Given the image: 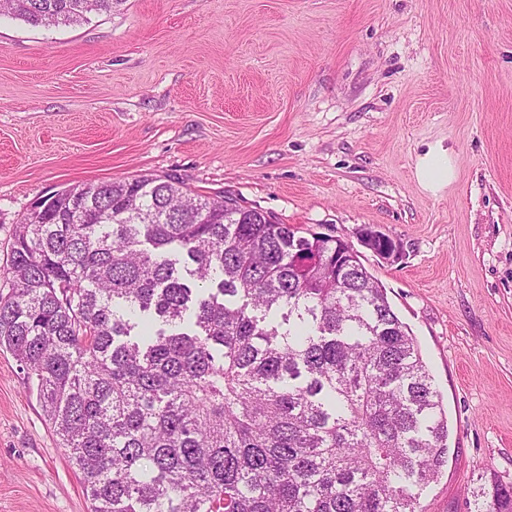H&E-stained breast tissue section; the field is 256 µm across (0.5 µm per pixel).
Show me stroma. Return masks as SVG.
<instances>
[{
	"mask_svg": "<svg viewBox=\"0 0 512 512\" xmlns=\"http://www.w3.org/2000/svg\"><path fill=\"white\" fill-rule=\"evenodd\" d=\"M449 151L454 181L417 167ZM174 174L361 260L448 416L422 512L512 482V0H124L89 21L0 17V266L34 202ZM37 391L0 351V512H89ZM367 226H370V225L361 226L357 229L356 235H357V238L360 241V243L364 247H366L367 249L372 251L380 259L387 260V261H392L394 259H398L399 255L401 253V248H400L399 243L397 241H395L389 235L375 229L374 227H367ZM379 235H381L382 237H380ZM383 238H388L389 240L382 241L380 243L375 242V248L381 253L387 252L388 249L390 248L392 252H390V255L388 257L379 255L378 252L375 251V249L372 247L375 239L382 240ZM392 243L394 244V247H393Z\"/></svg>",
	"mask_w": 512,
	"mask_h": 512,
	"instance_id": "stroma-1",
	"label": "stroma"
}]
</instances>
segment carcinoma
Here are the masks:
<instances>
[{
    "mask_svg": "<svg viewBox=\"0 0 512 512\" xmlns=\"http://www.w3.org/2000/svg\"><path fill=\"white\" fill-rule=\"evenodd\" d=\"M124 0H0L37 26ZM15 225L0 349L91 512H418L448 464L419 347L354 249L175 175L85 183ZM476 512H512V482Z\"/></svg>",
    "mask_w": 512,
    "mask_h": 512,
    "instance_id": "cac0c4a2",
    "label": "carcinoma"
}]
</instances>
